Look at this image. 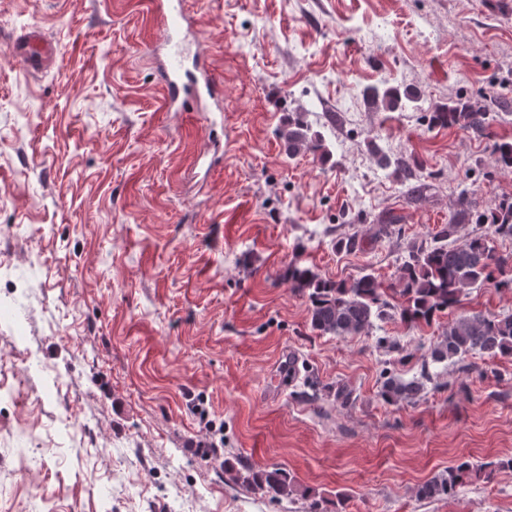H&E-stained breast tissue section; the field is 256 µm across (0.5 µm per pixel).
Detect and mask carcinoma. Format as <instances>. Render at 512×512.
<instances>
[{
  "label": "carcinoma",
  "mask_w": 512,
  "mask_h": 512,
  "mask_svg": "<svg viewBox=\"0 0 512 512\" xmlns=\"http://www.w3.org/2000/svg\"><path fill=\"white\" fill-rule=\"evenodd\" d=\"M369 97L389 109L402 106V100L413 101L418 96L400 93L394 88L371 87ZM490 112L480 99L460 98L435 108L429 113V124L458 127L483 133L490 125ZM278 135L286 144L288 156L312 151L326 156L329 151L323 136L310 130L300 118L288 119ZM499 170L512 172V141L493 146ZM459 210L455 223L448 225L441 238L432 244H413L398 267L395 283L385 288L372 273L349 282L325 279L299 263L288 265L291 287L308 297L312 329L333 336H357L369 332L375 320L397 313L408 327L431 324L441 313L459 305L460 298L474 288L493 286L512 288V278L505 269L512 258L498 254L492 245L496 238L512 240V197L480 208L471 200L467 184L457 186ZM473 224L475 229L461 239H454L457 224ZM491 358L512 357V313L461 315L448 324L440 340L430 349V360L422 361L420 373L430 377L429 363L447 360L464 361L471 354ZM423 389L416 380L388 378L381 387V397L387 403L414 398ZM481 470L461 462L422 484L418 495L428 499H443L454 493L457 485ZM237 479L258 489L281 497L294 492L288 475L280 470L251 471L235 474Z\"/></svg>",
  "instance_id": "obj_1"
}]
</instances>
